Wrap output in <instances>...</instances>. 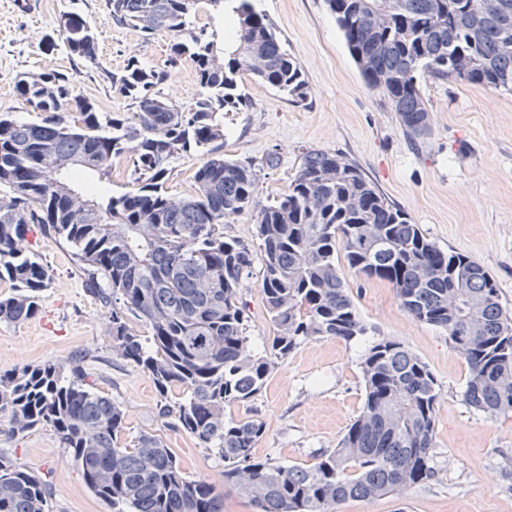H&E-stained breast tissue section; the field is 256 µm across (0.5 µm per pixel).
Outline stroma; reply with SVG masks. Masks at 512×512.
<instances>
[{
    "label": "stroma",
    "mask_w": 512,
    "mask_h": 512,
    "mask_svg": "<svg viewBox=\"0 0 512 512\" xmlns=\"http://www.w3.org/2000/svg\"><path fill=\"white\" fill-rule=\"evenodd\" d=\"M251 4L272 21L308 86L306 100L294 102L243 75L240 90L247 104L224 115V155L255 163L259 203L270 204L286 188L303 149L344 154L429 239L480 263L495 279L503 305L512 309V92L425 79L431 133L412 141L389 101L366 85L325 0ZM66 11L80 14L96 33L104 67L120 69L133 56L148 66L163 64L168 37L145 42L137 32L116 27L104 0H0V113L35 117L16 92L19 73L72 69L64 48L43 51L38 39ZM27 242L48 264L52 281L37 316L18 325L0 322V375L47 361L79 364L87 381L121 404L127 437L142 432L162 437L188 475L204 477L223 494L224 512H255L248 498L225 486L224 463L215 450L171 431L157 414L150 379L113 355L110 313L85 292L69 248L35 228ZM341 276L365 335L349 342H303L279 361L253 399L227 406L226 418L263 421L258 459L313 463L337 447L362 408L366 350L379 340H395L426 363L437 383L431 450L436 477L399 494L345 501L338 512H512V413L491 418L465 403L464 358L445 331L409 315L387 283L346 266ZM240 293L249 344L263 349L272 329L260 263H253ZM0 450L48 480L52 512H109L51 428L21 438L0 433Z\"/></svg>",
    "instance_id": "35a3bbf8"
}]
</instances>
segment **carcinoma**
Segmentation results:
<instances>
[{"label": "carcinoma", "instance_id": "1", "mask_svg": "<svg viewBox=\"0 0 512 512\" xmlns=\"http://www.w3.org/2000/svg\"><path fill=\"white\" fill-rule=\"evenodd\" d=\"M325 0L364 81L398 112L407 136L430 134L421 79L512 91V0ZM231 12L233 37L196 24L202 6ZM112 22L149 42L171 37L161 67L131 57L102 66L87 23L64 12L42 45H64L128 99L130 115L100 112L76 89L77 72L23 73L16 91L36 112L0 115V322L21 324L45 301L51 275L26 244L28 227L70 248L86 291L111 309L112 354L133 363L159 394L158 417L175 432L218 450L225 482L259 512H335L352 499L391 495L434 476L438 391L427 365L383 339L361 363L365 400L332 451L310 464L254 457L258 419L227 420L224 408L254 398L277 361L302 342L365 333L340 275L390 285L403 309L448 333L469 367L465 400L484 414L512 412V312L489 272L444 250L391 203L361 168L335 152L305 149L302 164L273 203L259 209L261 289L272 327L270 347L252 349L239 289L252 250L224 237V223L256 208L259 175L250 160L224 157V112L244 104L243 73L295 102L307 97L300 66L270 20L250 0H105ZM469 64L451 66L457 52ZM196 66L188 106L162 92L182 58ZM195 149L203 161L194 191L167 183L171 161ZM132 160L131 187L102 193L112 159ZM134 317L139 331L129 322ZM27 365L0 376V422L12 438L49 427L79 465L89 490L113 512H224V497L183 471L158 435L122 440L125 414L97 391L79 365ZM50 485L0 453V512H50Z\"/></svg>", "mask_w": 512, "mask_h": 512}]
</instances>
